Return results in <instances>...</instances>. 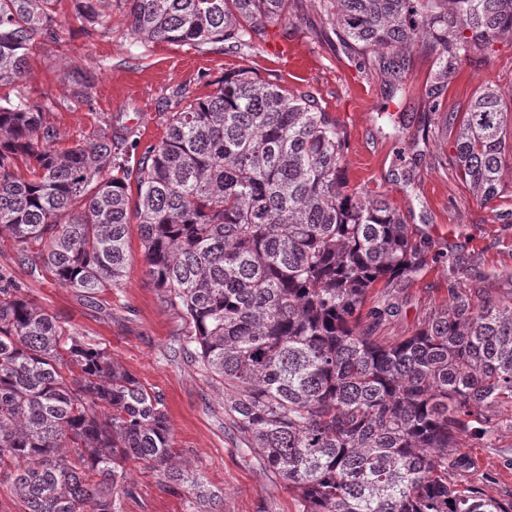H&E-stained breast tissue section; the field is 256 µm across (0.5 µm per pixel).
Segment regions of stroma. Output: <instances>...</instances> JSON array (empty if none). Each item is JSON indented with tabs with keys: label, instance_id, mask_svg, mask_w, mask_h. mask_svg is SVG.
<instances>
[{
	"label": "stroma",
	"instance_id": "stroma-1",
	"mask_svg": "<svg viewBox=\"0 0 512 512\" xmlns=\"http://www.w3.org/2000/svg\"><path fill=\"white\" fill-rule=\"evenodd\" d=\"M59 10L66 51L34 46L23 87L31 102L42 106L59 147L92 140L106 128L125 131L142 149L159 144L178 93L204 97L226 74L252 71L290 92L313 95L336 117L348 139L344 174L350 188L385 196L413 239L429 250L428 266L396 290L401 311L380 325L378 341L392 345L411 336L426 313L447 304L452 285L462 291L476 286L503 304L512 303V219L506 217L512 212V152L505 158L500 197L486 203L473 195L451 162L455 127L423 131L430 123L425 84L435 60L426 44L407 55L396 77L383 67L384 52L358 54L336 35L322 0H292L265 40L233 53L220 43L141 44L128 30L125 9L118 7L89 37L72 0H62ZM289 42L311 61L305 76L294 75L278 51ZM85 68L95 81L89 102L83 103L76 98L73 75ZM487 86L498 89L512 133V39L495 40L463 63L445 93V110L465 111L471 95ZM452 258L468 267L453 279L448 276ZM16 280L43 309L107 347L143 387L165 400L173 446L186 463L189 481L177 492H166L157 475L129 464L134 493L118 497V512H189L195 478L221 495L223 512H301L287 484L238 449L237 431L224 412L230 393L209 383L183 352V321L147 278L137 229L129 231L122 287L102 293L98 303L21 271ZM494 421L495 431L484 439L461 441L470 464L457 479L486 496L511 500V402L495 408Z\"/></svg>",
	"mask_w": 512,
	"mask_h": 512
}]
</instances>
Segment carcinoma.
Returning a JSON list of instances; mask_svg holds the SVG:
<instances>
[{
  "instance_id": "obj_1",
  "label": "carcinoma",
  "mask_w": 512,
  "mask_h": 512,
  "mask_svg": "<svg viewBox=\"0 0 512 512\" xmlns=\"http://www.w3.org/2000/svg\"><path fill=\"white\" fill-rule=\"evenodd\" d=\"M60 0H0V238L35 279L90 302L122 287L131 220L146 275L184 319L181 347L232 391L239 450L261 459L302 512H512L460 488V439L494 430L512 399V305L448 288V305L383 345L394 283L427 265L388 200L348 189L347 138L316 98L247 70L205 98L185 92L166 135L135 156L103 130L56 148L42 106L20 89L33 46L61 42ZM124 5L142 44L251 47L291 0H74L91 34ZM362 55L387 49L400 74L421 35L437 66L428 111L459 123L456 169L484 202L502 193L506 119L492 87L463 116L442 112L460 72L512 38V0H324ZM137 198H131V185ZM163 397L107 348L48 314L0 266V484L25 512H115L134 493L131 462L173 491L183 468ZM195 512H220L196 495Z\"/></svg>"
}]
</instances>
